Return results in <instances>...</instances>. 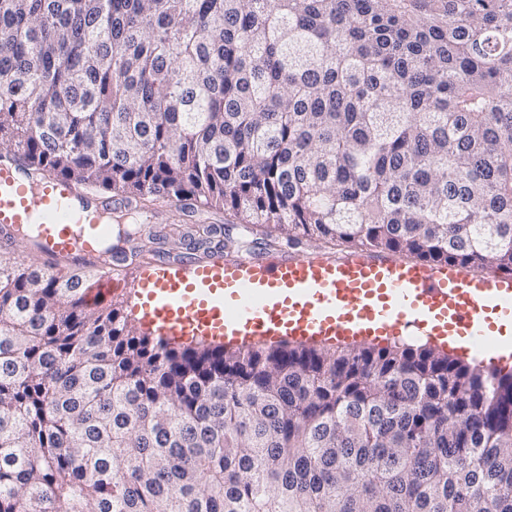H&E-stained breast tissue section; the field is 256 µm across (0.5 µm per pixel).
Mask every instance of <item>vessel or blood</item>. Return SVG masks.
Returning a JSON list of instances; mask_svg holds the SVG:
<instances>
[{
    "instance_id": "b4317fda",
    "label": "vessel or blood",
    "mask_w": 512,
    "mask_h": 512,
    "mask_svg": "<svg viewBox=\"0 0 512 512\" xmlns=\"http://www.w3.org/2000/svg\"><path fill=\"white\" fill-rule=\"evenodd\" d=\"M105 205L63 179L38 181L0 163V234L40 256L97 261L112 230ZM99 275L95 301L120 287ZM141 322L155 335L235 341L286 336L300 342L426 336L480 342L512 335V277L461 276L456 267L356 249L316 255L156 262L139 280Z\"/></svg>"
}]
</instances>
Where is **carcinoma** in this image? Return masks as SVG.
Instances as JSON below:
<instances>
[{"label": "carcinoma", "mask_w": 512, "mask_h": 512, "mask_svg": "<svg viewBox=\"0 0 512 512\" xmlns=\"http://www.w3.org/2000/svg\"><path fill=\"white\" fill-rule=\"evenodd\" d=\"M0 160L512 275V0H0ZM97 275L0 251V512H512V369L177 345Z\"/></svg>", "instance_id": "carcinoma-1"}]
</instances>
